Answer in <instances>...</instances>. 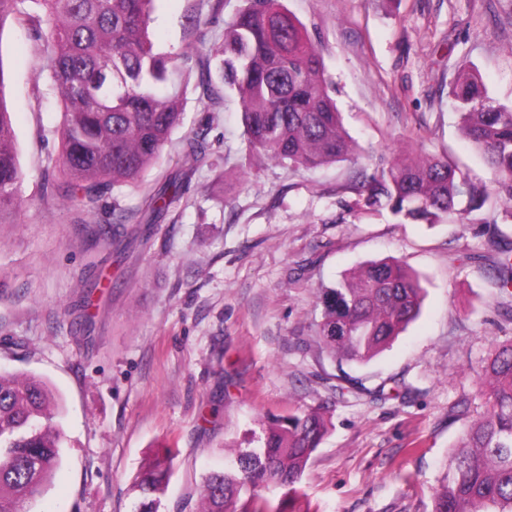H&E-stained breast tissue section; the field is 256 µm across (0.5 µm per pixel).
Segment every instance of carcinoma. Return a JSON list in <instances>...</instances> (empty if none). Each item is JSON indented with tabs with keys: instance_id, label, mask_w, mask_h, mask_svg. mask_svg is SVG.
<instances>
[{
	"instance_id": "cac0c4a2",
	"label": "carcinoma",
	"mask_w": 512,
	"mask_h": 512,
	"mask_svg": "<svg viewBox=\"0 0 512 512\" xmlns=\"http://www.w3.org/2000/svg\"><path fill=\"white\" fill-rule=\"evenodd\" d=\"M158 0H0V32L25 22L43 42L41 74L62 114L59 193L95 210L117 187L138 186L183 120L187 92L178 56L159 50L151 24ZM197 86L237 92L247 149L316 169L353 158L357 143L344 128L321 53L283 0H245L224 19V41L198 54ZM449 94L461 131L481 155L489 182L474 183L445 159L393 157L360 172L359 207L389 209L402 224H439L475 211L512 218V105L489 96L474 72L458 74ZM196 166L209 160L205 135L187 142ZM23 173L14 146L0 68V224L17 209ZM177 180L159 189L163 215ZM419 277L400 260L370 261L321 289L318 340L338 362L380 354L420 314ZM475 392L461 401L483 411L463 432L459 449L432 493L431 512H512V340L484 360ZM59 403L47 383L0 372V512H26L62 457ZM327 432L316 411L291 413L252 434L249 447L209 473L201 512H267L257 489L292 487ZM176 450L164 448L142 466L135 512H159Z\"/></svg>"
}]
</instances>
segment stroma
<instances>
[{
  "label": "stroma",
  "mask_w": 512,
  "mask_h": 512,
  "mask_svg": "<svg viewBox=\"0 0 512 512\" xmlns=\"http://www.w3.org/2000/svg\"><path fill=\"white\" fill-rule=\"evenodd\" d=\"M242 0H159L161 50L221 43ZM318 45L358 161L316 170L248 154L238 97L188 89L182 125L138 187L99 209L64 205L47 183L61 152L60 104L28 26L0 30V73L25 173L0 224V369L41 377L58 398L63 458L39 512H132V482L176 448L161 512H196L203 476L259 422L317 410L329 432L295 490L268 512H430L493 343L512 339V292L498 285L512 220L402 224L365 212L359 168L399 153L435 156L484 183L448 87L476 68L512 103V0H283ZM207 17L208 25L192 19ZM207 131L209 163L186 138ZM178 172L157 221L147 201ZM394 257L422 278L420 316L364 364L338 365L316 338L322 287Z\"/></svg>",
  "instance_id": "35a3bbf8"
}]
</instances>
